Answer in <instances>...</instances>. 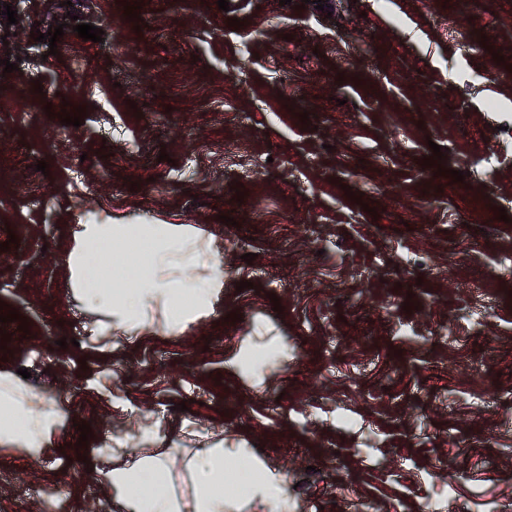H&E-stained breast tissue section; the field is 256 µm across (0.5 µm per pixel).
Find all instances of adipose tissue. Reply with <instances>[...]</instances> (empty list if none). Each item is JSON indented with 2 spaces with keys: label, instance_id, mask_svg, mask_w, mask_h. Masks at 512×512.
<instances>
[{
  "label": "adipose tissue",
  "instance_id": "adipose-tissue-1",
  "mask_svg": "<svg viewBox=\"0 0 512 512\" xmlns=\"http://www.w3.org/2000/svg\"><path fill=\"white\" fill-rule=\"evenodd\" d=\"M128 236L149 238L153 248L134 281L116 290L89 259L111 255L113 243ZM74 242L67 261L74 288L88 306L108 313L113 326L129 338L141 335L156 311L172 326L200 317L223 286L217 273L195 280L173 277L174 268L197 264L204 253L175 224H107L88 216ZM0 406L16 416L14 424L0 428L1 442L46 446L52 424L63 416L59 410L47 412L44 400L18 397L13 388L3 384ZM227 457L224 449L202 448L186 459L185 476L194 486L188 501L177 494L164 453L141 456L132 465L113 468L105 480L118 492L123 512H242L243 505L253 499L268 503L272 512H287L288 497L276 474L247 457L240 469L226 473Z\"/></svg>",
  "mask_w": 512,
  "mask_h": 512
}]
</instances>
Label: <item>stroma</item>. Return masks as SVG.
Listing matches in <instances>:
<instances>
[{"label":"stroma","mask_w":512,"mask_h":512,"mask_svg":"<svg viewBox=\"0 0 512 512\" xmlns=\"http://www.w3.org/2000/svg\"><path fill=\"white\" fill-rule=\"evenodd\" d=\"M71 2L0 14V301L28 320L0 375L64 412L51 447L0 442V512H116L123 449L211 447L288 512H512V0ZM90 213L194 227L208 315L112 331L67 274Z\"/></svg>","instance_id":"stroma-1"}]
</instances>
